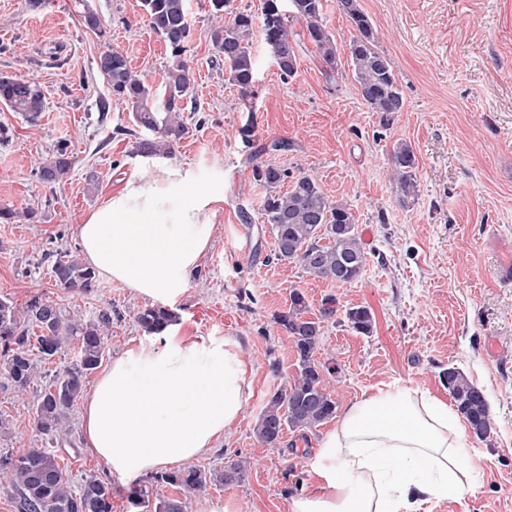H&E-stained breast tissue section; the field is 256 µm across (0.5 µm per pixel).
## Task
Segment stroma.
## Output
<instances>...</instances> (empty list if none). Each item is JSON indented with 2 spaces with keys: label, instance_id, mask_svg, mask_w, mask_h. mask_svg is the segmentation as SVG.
<instances>
[{
  "label": "stroma",
  "instance_id": "obj_1",
  "mask_svg": "<svg viewBox=\"0 0 512 512\" xmlns=\"http://www.w3.org/2000/svg\"><path fill=\"white\" fill-rule=\"evenodd\" d=\"M186 3L185 58L197 109L188 115L189 134L163 162L191 169L201 189L223 182L224 194L214 206L211 247L174 311L185 335L241 342L251 361L245 412L198 467L218 469L238 457L252 462L243 482L191 496L187 512L211 505L223 512H293L295 500L316 486L314 464L332 423L285 431L273 448L253 433L267 399L296 369L293 341L274 322L295 289L312 309L331 295L339 309L364 307L373 315L367 336L337 319L325 325L315 357L337 411L382 386L449 399L440 374L451 366L484 390L493 430L484 439L466 433L462 459L475 472L474 486L421 512H512V367L501 369L485 352L490 337L512 346V282L498 277L501 262L512 258V0H361L404 97L403 111L387 122L357 90L349 26L336 0H326L323 14L336 39V73L327 74L306 44L297 52L295 76L282 78L257 25L250 38L255 94L246 101L218 61L208 0ZM89 11L100 30L85 24ZM111 49L163 89L170 50L143 22L140 0H45L37 8L28 0H0V74L36 79L46 99L34 121L0 103V208L17 213L13 223H0V297L20 309L33 297L48 298L83 319L111 309L107 364L142 340L135 315L145 298L104 278L90 294L63 290L51 266L58 252L81 254L85 214L152 164L135 155L129 111L98 74L99 56ZM248 123L254 133L246 143L239 130ZM276 139L288 141L289 150L262 152ZM399 140L416 155L419 192L406 206L388 174L389 151ZM61 144L73 168L65 182L45 184L38 160ZM260 161L293 177H314L350 209L367 256L357 279L323 281L276 260L261 214L265 190L251 173ZM91 172L92 189L85 181ZM241 223L251 232L246 253L233 233ZM74 361L73 348L65 347L23 393L0 373V420L8 428L0 456L45 447L33 423V396ZM83 407L76 400L69 441L54 449L72 485L90 476L110 482L112 512H138L129 500L138 483L155 495L177 496L151 475L134 482L105 471L87 446Z\"/></svg>",
  "mask_w": 512,
  "mask_h": 512
}]
</instances>
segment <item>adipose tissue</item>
<instances>
[{"label":"adipose tissue","mask_w":512,"mask_h":512,"mask_svg":"<svg viewBox=\"0 0 512 512\" xmlns=\"http://www.w3.org/2000/svg\"><path fill=\"white\" fill-rule=\"evenodd\" d=\"M223 185L200 190L191 171L155 164L90 212L83 254L103 278L176 305L208 249ZM243 345L185 336L180 323L146 337L101 373L84 411L89 448L134 479L204 456L242 416L250 390ZM464 427L442 399L388 388L352 402L327 433L315 490L294 512H419L460 497Z\"/></svg>","instance_id":"adipose-tissue-1"}]
</instances>
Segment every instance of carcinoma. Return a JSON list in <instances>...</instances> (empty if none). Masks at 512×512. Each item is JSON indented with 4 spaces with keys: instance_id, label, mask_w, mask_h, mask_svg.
<instances>
[{
    "instance_id": "cac0c4a2",
    "label": "carcinoma",
    "mask_w": 512,
    "mask_h": 512,
    "mask_svg": "<svg viewBox=\"0 0 512 512\" xmlns=\"http://www.w3.org/2000/svg\"><path fill=\"white\" fill-rule=\"evenodd\" d=\"M280 2L259 0L257 10L232 14L227 10L229 0H210L212 15L222 21L212 31L213 45L224 60L229 81L244 99L252 96L255 64L249 44L257 19L262 22L265 42L281 77L296 74L299 36L315 47L325 68H337L335 38L322 19L324 0H290V10L285 14ZM140 7L147 26L171 49L163 98H156L153 87L135 75L126 57L116 50L103 52L97 68L112 95L131 112L134 126L152 134L136 142V151L145 157L167 156L188 134L183 112L194 77L184 58L190 36L187 6L185 0H140ZM336 8L353 31L349 54L357 90L370 111L387 121L390 115L403 110L404 100L388 58L377 47L372 20L359 0H336ZM293 22L300 24L301 33L291 27ZM0 102L32 121L45 108L44 95L34 82L7 75L0 76ZM389 160L400 202L406 204L417 196L411 145L402 140L395 142ZM71 168L70 155L60 146L45 159L38 173L42 182L59 184L68 178ZM252 177L266 189L262 215L275 238L278 260L296 262L310 275L338 283H348L359 276L367 257L348 208L332 201L318 181L306 174L293 178L283 192L279 186L288 177L284 170L256 164ZM51 275L56 286L66 290L90 293L97 287L93 268L68 252L57 254ZM336 304L335 297L324 298L314 316L304 293L295 289L290 293L288 310L276 314L275 323L293 340L297 371L266 401L255 425L260 444L274 447L287 428L313 430L335 417L336 401L314 354L324 335V324L336 316ZM344 316L355 332L371 333L373 318L367 308H348ZM174 319V312L157 305L142 307L135 316L137 325L148 335L161 332ZM111 328L110 309H102L93 319L82 321L66 314L50 299L37 296L21 311L12 301L0 298V364L17 390L24 392L30 387L37 362L54 360L66 342L77 341L75 362L39 390L32 405L34 426L49 442L63 440L69 411L83 394L88 374L100 366ZM443 380L474 435L489 436L492 422L483 391L455 367L443 372ZM246 475L247 467L232 461L212 471L184 466L161 474L157 480L190 494L212 484L241 482ZM3 485L17 491L19 512H112L111 483L91 476L79 487H72L57 456L46 448H29L17 457H0V486ZM130 500L144 512H185L183 499L154 497L145 486L133 489Z\"/></svg>"
}]
</instances>
